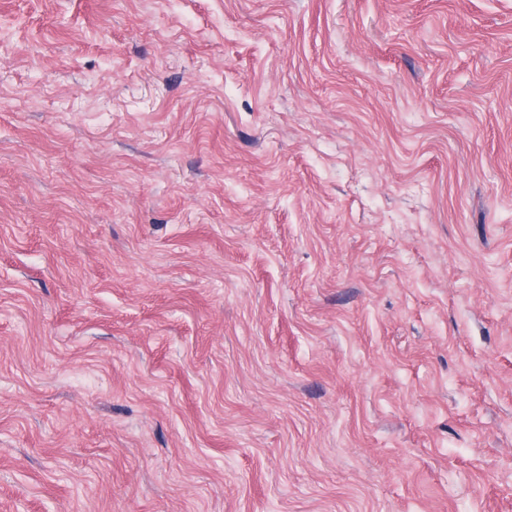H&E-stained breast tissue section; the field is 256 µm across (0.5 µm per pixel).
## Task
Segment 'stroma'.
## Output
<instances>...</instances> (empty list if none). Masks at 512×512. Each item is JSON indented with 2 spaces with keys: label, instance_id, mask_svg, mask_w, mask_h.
I'll return each mask as SVG.
<instances>
[{
  "label": "stroma",
  "instance_id": "stroma-1",
  "mask_svg": "<svg viewBox=\"0 0 512 512\" xmlns=\"http://www.w3.org/2000/svg\"><path fill=\"white\" fill-rule=\"evenodd\" d=\"M0 512H512V0H0Z\"/></svg>",
  "mask_w": 512,
  "mask_h": 512
}]
</instances>
